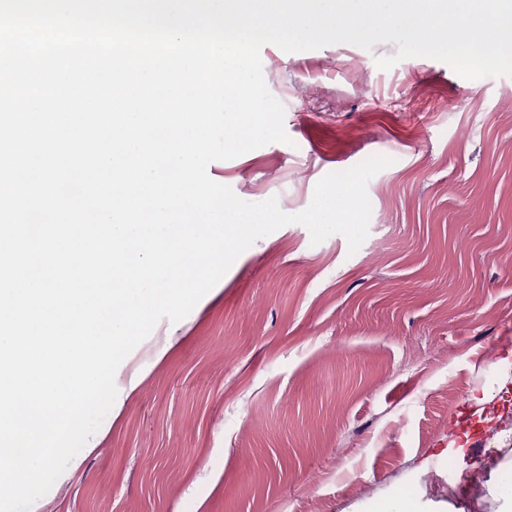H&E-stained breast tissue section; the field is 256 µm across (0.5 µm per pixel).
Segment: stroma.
Listing matches in <instances>:
<instances>
[{
	"label": "stroma",
	"instance_id": "stroma-1",
	"mask_svg": "<svg viewBox=\"0 0 512 512\" xmlns=\"http://www.w3.org/2000/svg\"><path fill=\"white\" fill-rule=\"evenodd\" d=\"M288 142L209 176L296 214L372 156L368 235L256 240L120 364L116 416L35 512H498L512 468V77L269 46Z\"/></svg>",
	"mask_w": 512,
	"mask_h": 512
}]
</instances>
